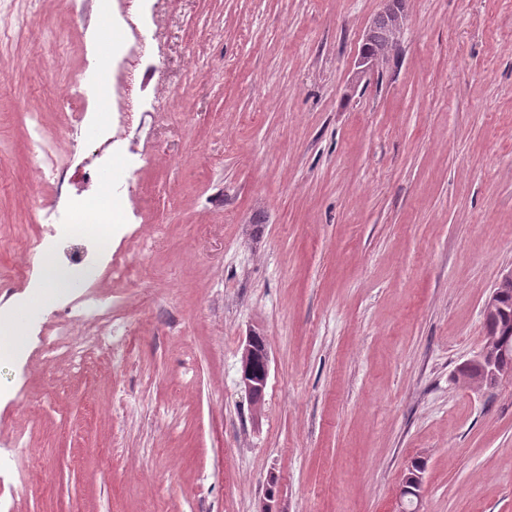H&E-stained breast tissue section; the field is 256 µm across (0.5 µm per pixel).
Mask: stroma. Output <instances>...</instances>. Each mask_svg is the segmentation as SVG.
Wrapping results in <instances>:
<instances>
[{
  "mask_svg": "<svg viewBox=\"0 0 512 512\" xmlns=\"http://www.w3.org/2000/svg\"><path fill=\"white\" fill-rule=\"evenodd\" d=\"M0 44V303L48 282L27 239L106 194L90 139L112 103L94 66L124 44L107 0H24ZM385 0H158L120 142L127 212L102 278L128 350L68 357L40 338L0 360V512H512V376L463 366L512 268V0H403L379 72L358 61ZM59 59L53 84L42 63ZM88 123L62 184L25 115ZM269 353L262 403L248 337ZM83 95L82 73L74 74L71 76V93L65 103V107L72 111L68 113L71 123L69 127L66 128L65 134H71L72 137L74 136V133L78 134V126L84 122L87 113L81 112L83 104L86 101Z\"/></svg>",
  "mask_w": 512,
  "mask_h": 512,
  "instance_id": "35a3bbf8",
  "label": "stroma"
}]
</instances>
